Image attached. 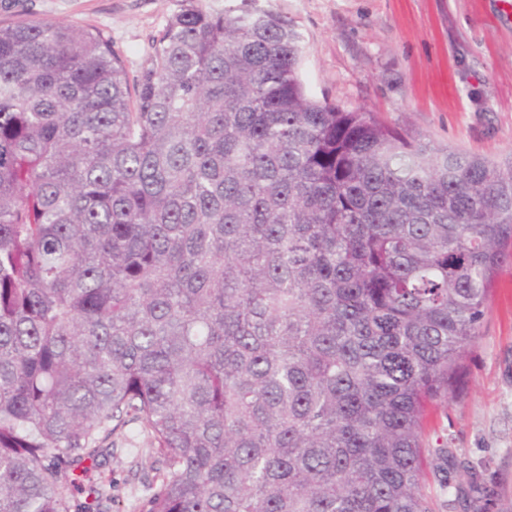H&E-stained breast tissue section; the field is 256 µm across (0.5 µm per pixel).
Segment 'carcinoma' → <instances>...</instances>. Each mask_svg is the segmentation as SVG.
Segmentation results:
<instances>
[{"label":"carcinoma","instance_id":"obj_1","mask_svg":"<svg viewBox=\"0 0 512 512\" xmlns=\"http://www.w3.org/2000/svg\"><path fill=\"white\" fill-rule=\"evenodd\" d=\"M129 83L0 22V512L130 422L146 512H430L429 418L512 265V161L312 98L296 26L182 0Z\"/></svg>","mask_w":512,"mask_h":512}]
</instances>
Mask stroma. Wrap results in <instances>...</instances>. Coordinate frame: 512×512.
Instances as JSON below:
<instances>
[{"label": "stroma", "mask_w": 512, "mask_h": 512, "mask_svg": "<svg viewBox=\"0 0 512 512\" xmlns=\"http://www.w3.org/2000/svg\"><path fill=\"white\" fill-rule=\"evenodd\" d=\"M302 35L308 93L378 115L435 147L512 159V23L498 0H259ZM182 0H0V20L31 16L100 31L129 80ZM430 426L452 452L424 493L431 512H512V266L498 276L465 378ZM111 455L62 467L71 512H98L89 490L120 512H144L156 491L151 440L131 423L106 441Z\"/></svg>", "instance_id": "1"}]
</instances>
